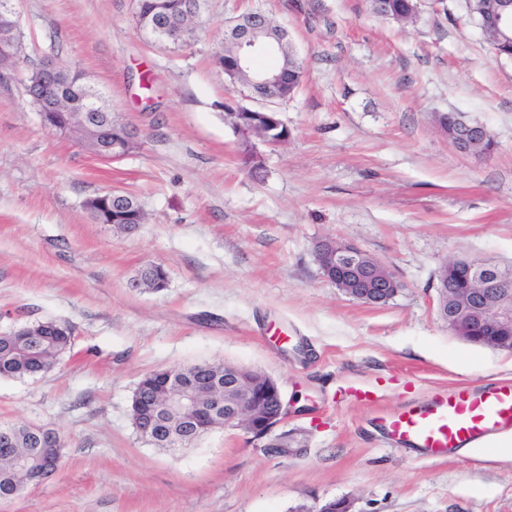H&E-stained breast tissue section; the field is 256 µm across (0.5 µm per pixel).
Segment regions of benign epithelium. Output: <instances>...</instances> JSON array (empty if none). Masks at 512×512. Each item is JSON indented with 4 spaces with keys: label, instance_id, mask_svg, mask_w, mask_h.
<instances>
[{
    "label": "benign epithelium",
    "instance_id": "1",
    "mask_svg": "<svg viewBox=\"0 0 512 512\" xmlns=\"http://www.w3.org/2000/svg\"><path fill=\"white\" fill-rule=\"evenodd\" d=\"M484 16L490 19L494 35L512 31V8L507 0L485 6ZM265 29L266 19L259 14L247 29L229 31L237 54L235 62L224 70L225 75L233 78L255 56L280 51V44L264 38ZM0 30V64L4 65L16 57L19 19L15 7L0 13ZM280 81L281 73L276 69L257 72L256 84L267 91L264 102L279 100L275 91ZM85 83L81 72L64 74L62 67L46 60L39 66V78L26 85L25 90L38 104L42 117L63 113L64 120L53 127L54 131L76 137L99 158L119 159L134 143V137L126 129L121 140L112 139V113L104 111L95 93L89 91L82 97L76 93V87ZM486 135L484 125L460 117L452 143L464 153L483 156ZM316 253L324 277L354 300L379 305L395 297L401 288L384 264L352 244L324 239L317 243ZM435 288L436 312L449 331L471 344L512 351L511 265L452 259L439 273ZM168 396L186 410L196 407L193 392L174 390ZM213 406L224 409V425H240L259 439L270 435L288 413L276 381L271 379L260 388H252L244 381L242 371L233 366L224 367V398L215 400Z\"/></svg>",
    "mask_w": 512,
    "mask_h": 512
}]
</instances>
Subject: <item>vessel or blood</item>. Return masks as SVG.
<instances>
[{
	"label": "vessel or blood",
	"mask_w": 512,
	"mask_h": 512,
	"mask_svg": "<svg viewBox=\"0 0 512 512\" xmlns=\"http://www.w3.org/2000/svg\"><path fill=\"white\" fill-rule=\"evenodd\" d=\"M505 428H512V385L491 384L479 391L456 388L427 404L393 413L386 421L393 441L430 457L447 455Z\"/></svg>",
	"instance_id": "1"
}]
</instances>
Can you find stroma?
Here are the masks:
<instances>
[{"label": "stroma", "instance_id": "obj_1", "mask_svg": "<svg viewBox=\"0 0 512 512\" xmlns=\"http://www.w3.org/2000/svg\"><path fill=\"white\" fill-rule=\"evenodd\" d=\"M258 9L288 33L304 75L277 109L286 142L254 141V174L226 106L255 107L215 62L226 18ZM21 63L0 78V333L73 329L50 372L0 379V424L53 429L63 461L0 512H512V458H440L391 441L383 418L464 385L512 384V351L465 342L435 311L445 262L512 265V59L493 54L467 0H421L415 21L370 0H208L190 45L155 43L133 0H18ZM82 71L135 147L101 160L44 127L29 65ZM496 143L460 152L436 116ZM134 196L133 232L93 221L89 198ZM355 245L402 283L384 305L323 277L318 241ZM168 272L160 291L138 270ZM224 362L280 386L279 454L240 427L167 451L130 406L160 368ZM374 391L373 400L355 390Z\"/></svg>", "mask_w": 512, "mask_h": 512}]
</instances>
